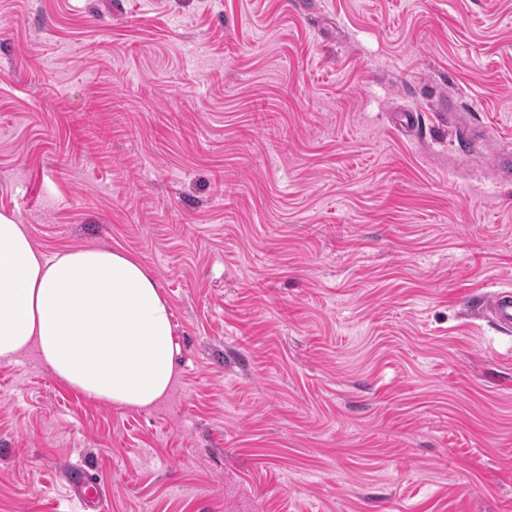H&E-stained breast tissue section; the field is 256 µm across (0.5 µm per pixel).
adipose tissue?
<instances>
[{"label": "adipose tissue", "mask_w": 512, "mask_h": 512, "mask_svg": "<svg viewBox=\"0 0 512 512\" xmlns=\"http://www.w3.org/2000/svg\"><path fill=\"white\" fill-rule=\"evenodd\" d=\"M31 349L75 390L128 408L176 377L172 313L146 267L106 247L46 255L0 213V360Z\"/></svg>", "instance_id": "ef3b65f1"}]
</instances>
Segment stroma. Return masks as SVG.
I'll list each match as a JSON object with an SVG mask.
<instances>
[{"mask_svg": "<svg viewBox=\"0 0 512 512\" xmlns=\"http://www.w3.org/2000/svg\"><path fill=\"white\" fill-rule=\"evenodd\" d=\"M508 154L512 0H0V213L178 347L145 409L0 361V512H512ZM483 308L503 332H512V290L499 289L486 296ZM78 492L77 495L79 500L86 508H95L96 501L100 498V488L96 479L87 472L80 471L77 475Z\"/></svg>", "mask_w": 512, "mask_h": 512, "instance_id": "stroma-1", "label": "stroma"}]
</instances>
